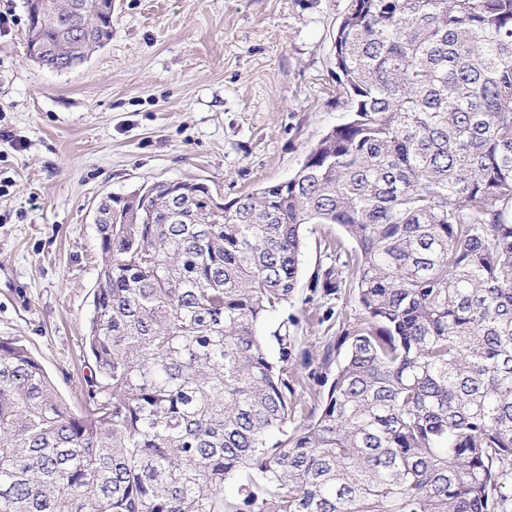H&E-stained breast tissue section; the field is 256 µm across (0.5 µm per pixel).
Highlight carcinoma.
Returning a JSON list of instances; mask_svg holds the SVG:
<instances>
[{
    "label": "carcinoma",
    "mask_w": 512,
    "mask_h": 512,
    "mask_svg": "<svg viewBox=\"0 0 512 512\" xmlns=\"http://www.w3.org/2000/svg\"><path fill=\"white\" fill-rule=\"evenodd\" d=\"M37 2L49 69L112 38ZM334 50L349 117L288 180L100 203L83 410L0 340V512H512V0H348ZM309 224L363 318L298 423L309 354L265 325Z\"/></svg>",
    "instance_id": "obj_1"
}]
</instances>
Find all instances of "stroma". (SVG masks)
Segmentation results:
<instances>
[{
	"label": "stroma",
	"mask_w": 512,
	"mask_h": 512,
	"mask_svg": "<svg viewBox=\"0 0 512 512\" xmlns=\"http://www.w3.org/2000/svg\"><path fill=\"white\" fill-rule=\"evenodd\" d=\"M348 0H112V38L62 72L29 57L25 0H0V340L79 406L101 254L99 203L147 181L231 200L279 183L339 124L333 36ZM310 225L288 315L312 370L360 307L313 287L333 265Z\"/></svg>",
	"instance_id": "1"
}]
</instances>
